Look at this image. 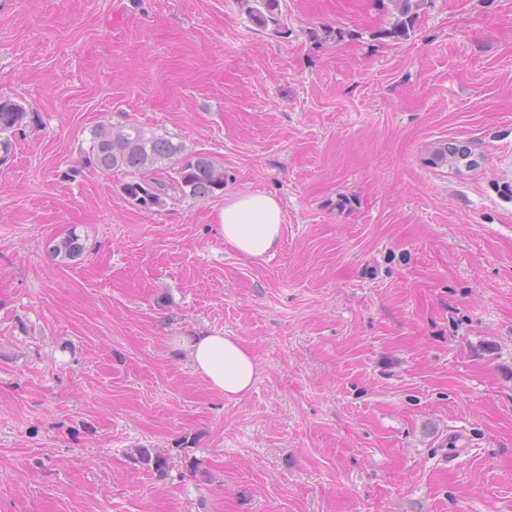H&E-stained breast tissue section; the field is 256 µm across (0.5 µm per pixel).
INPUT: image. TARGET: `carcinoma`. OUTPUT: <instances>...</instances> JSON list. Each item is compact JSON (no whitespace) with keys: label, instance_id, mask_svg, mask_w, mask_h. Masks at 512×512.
<instances>
[{"label":"carcinoma","instance_id":"1","mask_svg":"<svg viewBox=\"0 0 512 512\" xmlns=\"http://www.w3.org/2000/svg\"><path fill=\"white\" fill-rule=\"evenodd\" d=\"M251 22L272 35H285L281 0H245ZM394 22L379 35L395 41L408 39L416 30L423 0H390ZM25 109L11 99H0V151L9 154L11 136L20 129ZM456 163H472L469 148L440 146L428 163L440 166L448 158ZM84 165L102 171L121 170L128 180L122 190L144 207L164 206L170 201L202 200L224 188V168L204 154L187 152L186 146L173 138L137 123L120 127L101 125L91 131L90 146L83 154ZM52 254L62 261H74L85 252L81 238L70 233L49 244ZM131 459L158 474L169 469V457L154 448H133Z\"/></svg>","mask_w":512,"mask_h":512}]
</instances>
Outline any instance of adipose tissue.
Listing matches in <instances>:
<instances>
[{"label":"adipose tissue","instance_id":"ef3b65f1","mask_svg":"<svg viewBox=\"0 0 512 512\" xmlns=\"http://www.w3.org/2000/svg\"><path fill=\"white\" fill-rule=\"evenodd\" d=\"M215 222L225 245L242 257L274 255L280 246L285 215L274 196L242 191L230 197ZM195 373L233 399L250 391L258 374L255 356L236 337L202 332L182 341Z\"/></svg>","mask_w":512,"mask_h":512}]
</instances>
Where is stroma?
I'll use <instances>...</instances> for the list:
<instances>
[{"mask_svg": "<svg viewBox=\"0 0 512 512\" xmlns=\"http://www.w3.org/2000/svg\"><path fill=\"white\" fill-rule=\"evenodd\" d=\"M281 8L278 38L243 0H0L27 112L0 163V512H512V0H424L402 41L389 0ZM128 122L223 189L132 202L82 163ZM443 143L475 166L428 165ZM246 190L282 205L273 257L217 232ZM202 331L252 350L249 393L193 372ZM49 247L52 254L56 258H60V261H74L80 258L85 252V245L81 242V238L75 233H70L51 241ZM130 455L134 463H138L158 474L166 473L169 469V457L155 448L144 446L133 448Z\"/></svg>", "mask_w": 512, "mask_h": 512, "instance_id": "1", "label": "stroma"}]
</instances>
